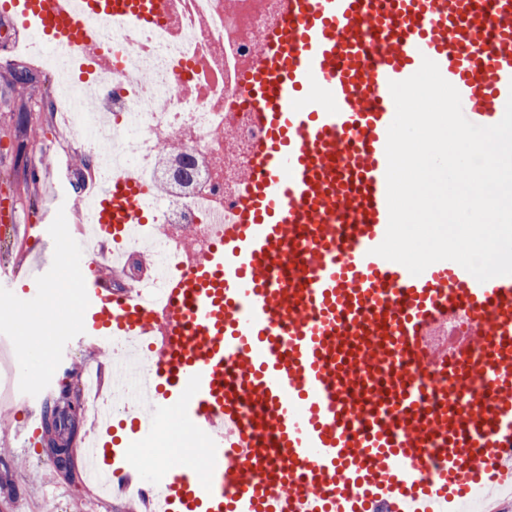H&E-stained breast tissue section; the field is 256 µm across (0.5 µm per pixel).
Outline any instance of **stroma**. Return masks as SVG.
<instances>
[{
    "label": "stroma",
    "mask_w": 512,
    "mask_h": 512,
    "mask_svg": "<svg viewBox=\"0 0 512 512\" xmlns=\"http://www.w3.org/2000/svg\"><path fill=\"white\" fill-rule=\"evenodd\" d=\"M24 32L13 13L0 10V212L24 208L27 223L34 226L56 224L50 212L65 179L76 178L79 169L72 156L61 153L64 144L53 123L36 118L30 109L32 97L49 98L48 76L17 83L11 76L17 65L5 61V48ZM40 175H33L34 165ZM59 239H52L45 254L14 247L9 256L15 269L12 282L0 279V324L9 321L11 295L21 292L37 273L42 257H56ZM79 301L67 293H58L51 307L32 306L30 320L21 322L19 335L25 338L26 352L18 357L22 387L20 399L0 403V416L9 429L0 432V512H139L141 499L120 497L106 508H97L82 483V463L71 458L68 473H61L49 451L50 437L44 431L42 413L46 404L69 407L64 435L80 441L91 427L90 416L80 411L79 367L91 363L100 375H107L103 357L108 340L84 335L75 328L58 333L55 321L74 316ZM41 380L45 386L30 395L28 381Z\"/></svg>",
    "instance_id": "obj_1"
}]
</instances>
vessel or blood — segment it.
<instances>
[{
	"mask_svg": "<svg viewBox=\"0 0 512 512\" xmlns=\"http://www.w3.org/2000/svg\"><path fill=\"white\" fill-rule=\"evenodd\" d=\"M107 21L159 0H87ZM56 47L95 54L71 0H13ZM250 57L224 48L228 112L254 130L218 239L165 285L163 314L98 277L85 335H160L129 400L143 434L177 414L203 477L156 474L160 512H459L512 491V276L479 282L442 260L412 275L374 255L386 235L389 84L431 59L462 112L498 123L512 97V0H252ZM142 189L115 178L97 229L142 223ZM460 343L437 351L432 331ZM454 373L455 382L438 378ZM103 428L88 447L114 478L128 454ZM438 462L436 478L424 467Z\"/></svg>",
	"mask_w": 512,
	"mask_h": 512,
	"instance_id": "obj_1",
	"label": "vessel or blood"
}]
</instances>
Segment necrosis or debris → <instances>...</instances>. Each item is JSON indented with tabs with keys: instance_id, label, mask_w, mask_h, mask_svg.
<instances>
[{
	"instance_id": "4bbe7bcc",
	"label": "necrosis or debris",
	"mask_w": 512,
	"mask_h": 512,
	"mask_svg": "<svg viewBox=\"0 0 512 512\" xmlns=\"http://www.w3.org/2000/svg\"><path fill=\"white\" fill-rule=\"evenodd\" d=\"M225 2L163 0L159 21L149 26L94 19L101 43L91 58L60 56L37 38L12 45L14 58L53 78V119L90 160L61 209L77 221L73 238L82 237L95 194L112 179L122 175L147 186L145 211L165 228L152 243L153 275L145 289L158 306L163 280L195 258L185 237L205 249L223 223L224 193L234 179L226 151L252 134L238 113L224 109V37L234 33L248 56L261 27L255 15L226 13ZM104 82L111 94H101ZM80 385L92 417L122 405L123 392L141 391L131 377L122 390L103 393L91 366L83 368Z\"/></svg>"
}]
</instances>
